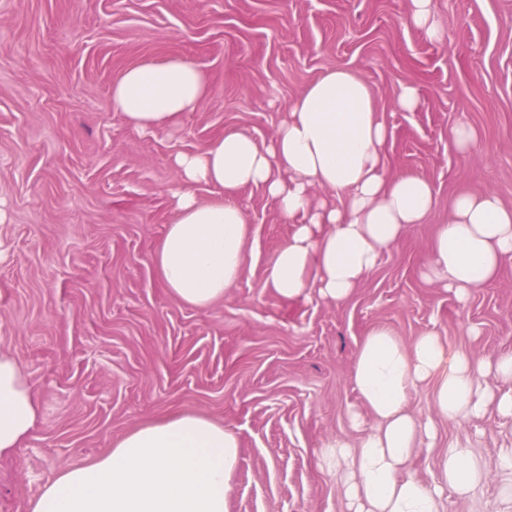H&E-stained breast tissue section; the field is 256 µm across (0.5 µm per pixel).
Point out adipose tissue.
Segmentation results:
<instances>
[{
  "instance_id": "ef3b65f1",
  "label": "adipose tissue",
  "mask_w": 512,
  "mask_h": 512,
  "mask_svg": "<svg viewBox=\"0 0 512 512\" xmlns=\"http://www.w3.org/2000/svg\"><path fill=\"white\" fill-rule=\"evenodd\" d=\"M208 93L203 73L174 58L127 69L112 86V105L133 127H164L197 110ZM390 133L368 83L337 68L303 88L267 145L227 131L207 148L177 156L186 191L155 252L160 281L181 302L204 309L238 280L249 233L241 188H261L294 231L274 255L271 287L296 300L317 293L348 299L383 250L435 207L426 179L390 175ZM218 189L200 200L192 190ZM512 260V206L495 193L456 196L438 225L430 275L456 298L467 299ZM354 386L373 419L357 445L323 449L327 466L345 465L349 512H444L449 495H467L487 464L470 449L448 447L439 481L410 470L419 448L437 433L408 407L411 390L435 383V411L451 423L480 418L489 406L512 417V353L488 360L449 352L438 333L411 346L375 329L356 353ZM38 404L17 360L0 352V455L33 430ZM234 431L201 413H178L126 433L93 463L67 468L49 481L29 512H225L238 464Z\"/></svg>"
}]
</instances>
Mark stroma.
I'll return each instance as SVG.
<instances>
[{
    "label": "stroma",
    "mask_w": 512,
    "mask_h": 512,
    "mask_svg": "<svg viewBox=\"0 0 512 512\" xmlns=\"http://www.w3.org/2000/svg\"><path fill=\"white\" fill-rule=\"evenodd\" d=\"M434 42L408 0H0V351L32 384L38 419L0 456V512H27L62 469L85 466L139 424L201 412L239 439L227 512H345L342 469L321 463L362 432L352 372L383 327L403 345L436 331L449 350L512 351V262L457 300L425 276L458 194L512 205V0H435ZM184 58L205 74L202 106L140 130L111 104L131 66ZM344 67L369 84L388 126L386 165L431 182L435 208L383 251L344 302L289 301L268 282L293 226L261 189L242 188L250 235L241 275L199 309L160 282L155 249L182 186L174 158L235 130L263 144L289 101ZM418 104L395 100L405 85ZM476 134L458 150V124ZM415 475L440 479L448 445L490 465L446 512H512V417L436 423Z\"/></svg>",
    "instance_id": "1"
}]
</instances>
